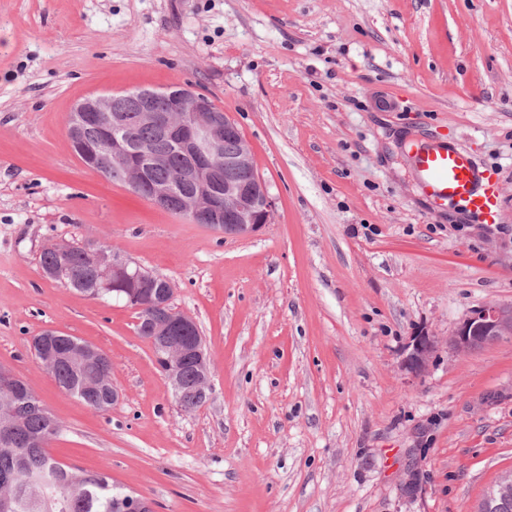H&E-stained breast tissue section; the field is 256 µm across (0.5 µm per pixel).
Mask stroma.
Returning <instances> with one entry per match:
<instances>
[{
  "label": "stroma",
  "instance_id": "1",
  "mask_svg": "<svg viewBox=\"0 0 512 512\" xmlns=\"http://www.w3.org/2000/svg\"><path fill=\"white\" fill-rule=\"evenodd\" d=\"M141 88L235 122L271 223L223 237L76 156L74 106ZM431 139L497 174L498 225L422 193ZM89 240L174 284L212 371L196 411L134 308L42 275ZM488 304L512 307V0H0V368L60 423L58 461L154 512H478L512 475V337L451 340ZM46 330L108 354L116 404L39 367ZM407 367L414 374L423 372L435 351L434 341L425 334L413 336L408 346Z\"/></svg>",
  "mask_w": 512,
  "mask_h": 512
}]
</instances>
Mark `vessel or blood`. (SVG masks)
<instances>
[{"label": "vessel or blood", "mask_w": 512, "mask_h": 512, "mask_svg": "<svg viewBox=\"0 0 512 512\" xmlns=\"http://www.w3.org/2000/svg\"><path fill=\"white\" fill-rule=\"evenodd\" d=\"M412 163L427 197L458 206L481 223L498 222L502 199L494 172L480 167L468 152L441 141L417 143Z\"/></svg>", "instance_id": "1"}]
</instances>
